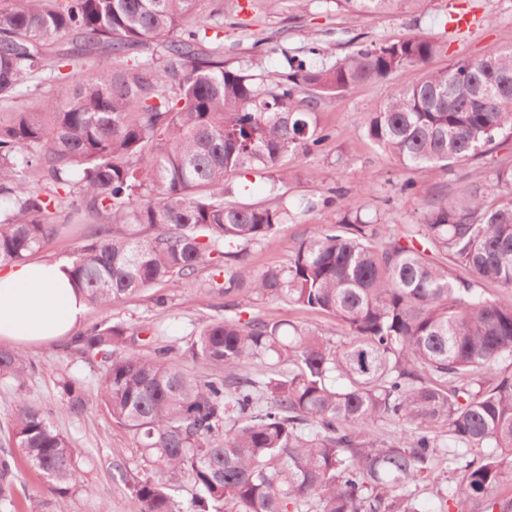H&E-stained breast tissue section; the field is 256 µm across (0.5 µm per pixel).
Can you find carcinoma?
<instances>
[{"label":"carcinoma","mask_w":512,"mask_h":512,"mask_svg":"<svg viewBox=\"0 0 512 512\" xmlns=\"http://www.w3.org/2000/svg\"><path fill=\"white\" fill-rule=\"evenodd\" d=\"M199 0H0V102L43 75L61 83L40 108L0 115V266L20 263L61 233L51 210L76 215L71 261L87 304L211 270L227 302L187 353L147 356L140 331L96 323L76 334L100 357L96 387L61 383L62 409L92 404L137 439L133 512H421L416 489L456 474L442 512H512V163L428 203L418 224L312 225L284 267L246 269L250 247L290 216L287 160L329 139L316 108L327 96L418 66L368 113L371 144L399 164L433 172L492 153L512 135V44L442 70L441 46L412 33L372 42L341 62L285 58L267 80L224 64L223 4ZM424 0H336L384 13ZM213 35H208V31ZM66 39L71 48H48ZM248 174L266 200L247 201ZM224 277L223 282L216 281ZM278 300L332 316L319 327L232 311L234 299ZM260 364L261 370L251 371ZM215 366L222 375H204ZM31 364L0 350V378L23 386ZM401 428L378 437L379 423ZM446 430L453 445L440 444ZM11 439L67 512L76 484L71 441L43 408L19 398ZM16 459L0 453V501L14 494ZM196 489L187 508L166 480Z\"/></svg>","instance_id":"carcinoma-1"}]
</instances>
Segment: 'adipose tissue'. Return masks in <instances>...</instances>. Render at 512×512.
Wrapping results in <instances>:
<instances>
[{"instance_id": "obj_1", "label": "adipose tissue", "mask_w": 512, "mask_h": 512, "mask_svg": "<svg viewBox=\"0 0 512 512\" xmlns=\"http://www.w3.org/2000/svg\"><path fill=\"white\" fill-rule=\"evenodd\" d=\"M85 312L66 264L29 261L0 268V340L51 341L71 334Z\"/></svg>"}]
</instances>
